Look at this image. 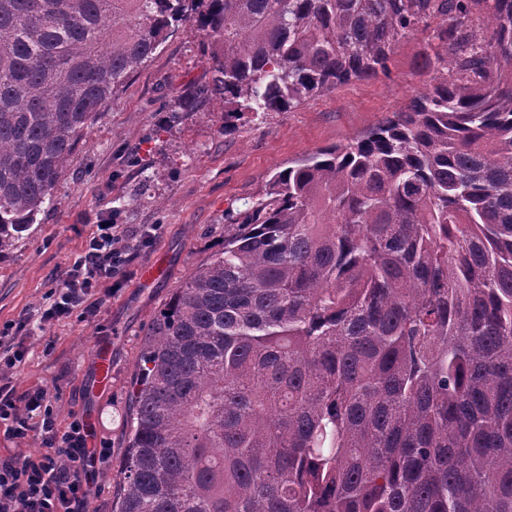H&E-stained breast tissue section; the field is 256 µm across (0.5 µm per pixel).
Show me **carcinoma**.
I'll list each match as a JSON object with an SVG mask.
<instances>
[{"label": "carcinoma", "instance_id": "obj_1", "mask_svg": "<svg viewBox=\"0 0 512 512\" xmlns=\"http://www.w3.org/2000/svg\"><path fill=\"white\" fill-rule=\"evenodd\" d=\"M435 18L429 84L278 172L146 325L112 512H512V0H0V255L183 26L230 129Z\"/></svg>", "mask_w": 512, "mask_h": 512}]
</instances>
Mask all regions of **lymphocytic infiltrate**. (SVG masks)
<instances>
[{"mask_svg": "<svg viewBox=\"0 0 512 512\" xmlns=\"http://www.w3.org/2000/svg\"><path fill=\"white\" fill-rule=\"evenodd\" d=\"M158 225L139 229L109 216L85 239L81 252L62 274L49 296V306L30 315V322L45 329L51 321L84 316L103 283H121L135 252L156 236ZM12 325L0 326V430L18 441L36 439L37 453L0 455V512H88L91 482L103 472L109 453L95 442L86 418L72 415L59 426L55 398L46 385L17 392L8 376L24 360L14 348Z\"/></svg>", "mask_w": 512, "mask_h": 512, "instance_id": "1", "label": "lymphocytic infiltrate"}]
</instances>
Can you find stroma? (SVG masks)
Returning <instances> with one entry per match:
<instances>
[{
  "label": "stroma",
  "mask_w": 512,
  "mask_h": 512,
  "mask_svg": "<svg viewBox=\"0 0 512 512\" xmlns=\"http://www.w3.org/2000/svg\"><path fill=\"white\" fill-rule=\"evenodd\" d=\"M432 44L431 29H419L394 45L387 73L262 121L240 120L228 132L223 96L195 95L211 80L200 32L189 26L169 39L99 112L31 236L0 257V325L45 307L107 212L134 227L160 225L161 232L134 255L120 288H97L95 316L64 318L23 337L27 353L12 375L16 391L49 385L60 421L74 413L91 418L98 442L110 450V468H117L145 326L173 289L223 247L233 219L274 175L319 148L361 137L404 108L432 77L419 66ZM150 265L159 275L146 286L140 272ZM103 341L112 345V383L100 394L93 350Z\"/></svg>",
  "instance_id": "35a3bbf8"
}]
</instances>
